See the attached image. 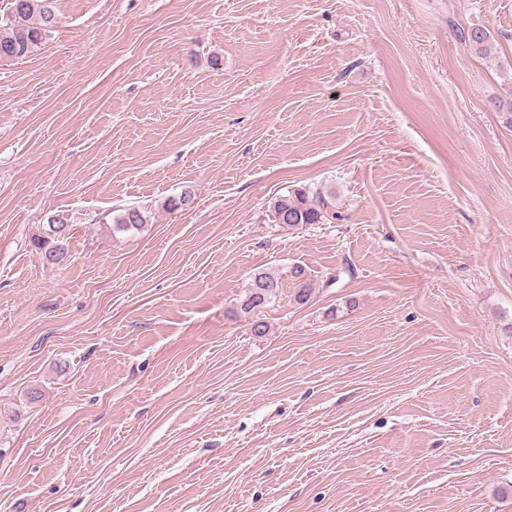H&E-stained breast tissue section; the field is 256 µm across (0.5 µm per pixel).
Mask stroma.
<instances>
[{
	"instance_id": "stroma-1",
	"label": "stroma",
	"mask_w": 512,
	"mask_h": 512,
	"mask_svg": "<svg viewBox=\"0 0 512 512\" xmlns=\"http://www.w3.org/2000/svg\"><path fill=\"white\" fill-rule=\"evenodd\" d=\"M57 7L0 61V512H512V0ZM272 211L274 222L288 228L307 224H338L346 219L336 207L332 192L310 188L294 189L279 197ZM112 216L114 232H125L147 223V211L139 206H127ZM53 224H47L46 236H37L33 239V245L37 254L49 264H58L65 257V237L68 225L62 218L52 220ZM291 277L296 285L293 300L297 304H307L316 290L314 276L305 267L297 265L293 267ZM284 284L276 276L266 273H255L247 287L245 298L240 304V311L255 314L279 302Z\"/></svg>"
}]
</instances>
